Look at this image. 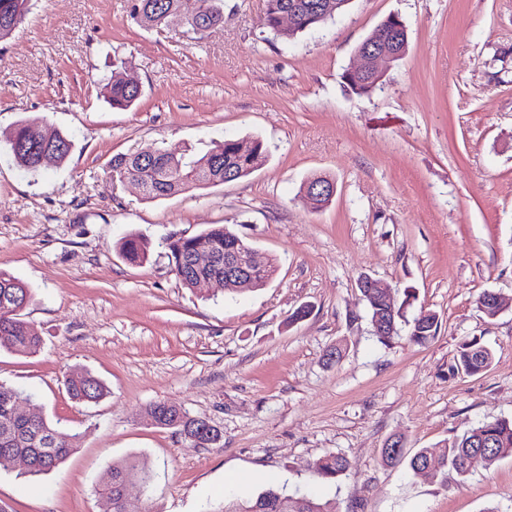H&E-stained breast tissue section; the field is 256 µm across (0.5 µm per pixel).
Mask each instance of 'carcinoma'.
I'll list each match as a JSON object with an SVG mask.
<instances>
[{
  "mask_svg": "<svg viewBox=\"0 0 512 512\" xmlns=\"http://www.w3.org/2000/svg\"><path fill=\"white\" fill-rule=\"evenodd\" d=\"M30 0H0V42L8 39L24 22ZM320 0H266L261 25L277 39L286 42L297 33L320 27L336 15V10L315 12L310 5ZM181 0H134L131 19L141 27L161 31L168 19L176 13ZM298 7L299 16L295 29H280V16L288 6ZM196 22L206 27L224 25V0H199ZM352 92L362 95L371 92L380 81V76L365 72L344 76ZM109 105L115 110H127L141 96V88L129 80L125 62H112V75L103 86ZM10 151L15 162L27 171L41 170L39 157L44 151L52 153L55 163L60 164L69 156L72 141L56 130H49L42 122L32 119L20 123L9 139ZM269 150L261 141L253 142L250 149L243 151L238 141L224 139L216 141L199 157H185L161 150H144L135 154H118L109 164L110 182L122 184L134 179L141 185L143 199L156 200L186 190L197 189L211 184H224L244 178L261 166ZM332 180L316 176L303 186L304 197L310 208L317 211L332 202L330 194H316L312 187L330 185ZM172 271L182 284L189 289H201L213 279H224V255L240 253L251 245L237 232L224 224L193 236H170L166 239ZM118 252L131 264L145 262L149 255L150 241L138 233L124 237L117 245ZM208 254L213 264L200 267L195 263L199 254ZM276 263L264 264L252 271L250 276L232 289L234 293L254 291L264 287L273 277ZM31 297L30 289L10 274L0 271V349L11 352L33 354L40 350L42 339L36 329L21 317V312ZM440 323L436 313L422 311L416 315L409 329V339L424 344L435 338ZM492 359L491 350L479 339L464 342L458 351L455 368L468 375L486 370ZM70 398L78 403H96L105 394L106 387L94 375L87 373L79 380L67 383ZM25 392L0 384V473L12 469V455L24 453L30 457L31 468L26 475L31 477L49 473L63 463L78 448L80 434L58 426L42 416L32 423L17 421L11 415V404L21 399ZM149 409L158 414L159 426L174 428L179 434H188L191 447L219 442L222 435L212 437L201 432L205 420L195 418L165 402H157ZM51 437L58 448L55 457L43 459L44 440ZM482 447L484 466L491 468L500 459L512 457V419L500 418L484 423L461 436L434 448H422L410 459H405L404 449L394 454L382 452V461L387 465H399L409 461V467L417 472L426 459L437 464L440 472L449 467L460 477L471 470L470 457L476 447ZM349 469L348 459L339 453H328L317 463L318 473L327 478L337 479ZM130 479L151 483L152 473L148 463L140 459H128L112 464L98 488L99 494L112 499V512H120L118 501L120 487ZM202 512H337L335 503L288 494L286 488L268 489L249 499H224L218 506L207 503Z\"/></svg>",
  "mask_w": 512,
  "mask_h": 512,
  "instance_id": "carcinoma-1",
  "label": "carcinoma"
}]
</instances>
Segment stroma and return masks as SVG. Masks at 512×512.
<instances>
[{"label": "stroma", "mask_w": 512, "mask_h": 512, "mask_svg": "<svg viewBox=\"0 0 512 512\" xmlns=\"http://www.w3.org/2000/svg\"><path fill=\"white\" fill-rule=\"evenodd\" d=\"M131 0H32L0 45V270L32 297L23 317L43 345L0 351V382L81 435L67 461L33 478L0 474L5 512H105L96 486L113 463L139 457L155 490L127 491V512H200L224 498L228 475L249 497L289 493L335 500L339 512H512V457L416 474L381 462L512 417V306L495 319L480 295L512 299V0H351L290 42L262 28L265 0H224V26L196 33L134 24ZM408 27L405 56L356 95L343 75L386 17ZM142 94L112 110L102 86L114 59ZM39 118L74 144L64 164L30 173L8 138ZM229 138L263 141L267 161L246 178L154 201L111 185L112 156L164 149L204 154ZM335 180L330 205L301 187ZM230 224L277 271L237 295L185 288L163 245ZM151 241L125 261L117 242ZM387 283L398 334L381 344L357 287ZM310 315L294 323L300 306ZM437 336L410 342L420 311ZM493 352L476 375L456 371L459 345ZM340 347L339 359L327 352ZM99 378L107 393L78 404L66 381ZM207 419L222 439L189 447L152 424L156 402ZM350 462L318 474L327 453ZM315 183L317 185L330 186V183L335 184V182L331 179H328L327 177L316 176V177L309 179L304 184L303 192H304L305 200H306L307 204H309L311 209L317 211V210L324 208L325 206H327L329 203L332 202L335 195L333 197H330V195H331L330 192L334 193L335 187L333 185H331L330 192H327L326 194H316V193L312 192V187L315 185ZM118 252L124 260L131 264H142L149 255L150 241L138 233L124 237L117 245ZM348 459L339 453H328L317 463L318 473L327 478L338 479L349 469Z\"/></svg>", "instance_id": "1"}]
</instances>
